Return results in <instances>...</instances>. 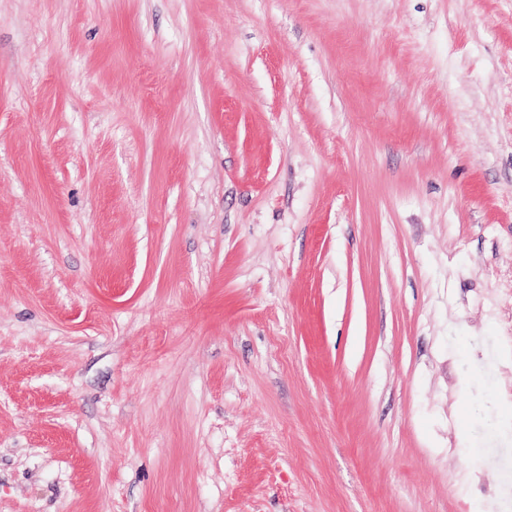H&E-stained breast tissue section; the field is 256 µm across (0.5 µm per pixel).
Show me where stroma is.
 I'll return each instance as SVG.
<instances>
[{
  "mask_svg": "<svg viewBox=\"0 0 512 512\" xmlns=\"http://www.w3.org/2000/svg\"><path fill=\"white\" fill-rule=\"evenodd\" d=\"M512 0H0V512H512Z\"/></svg>",
  "mask_w": 512,
  "mask_h": 512,
  "instance_id": "obj_1",
  "label": "stroma"
}]
</instances>
